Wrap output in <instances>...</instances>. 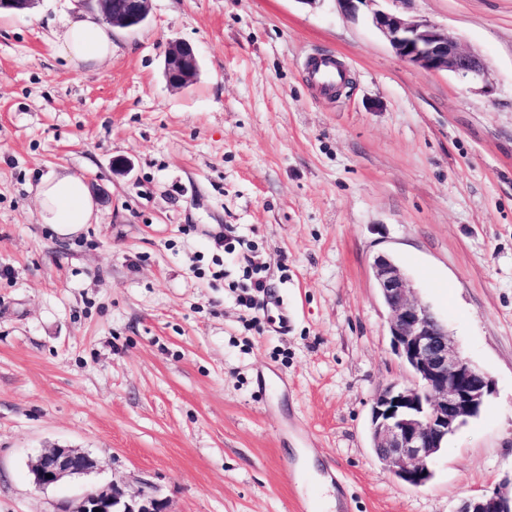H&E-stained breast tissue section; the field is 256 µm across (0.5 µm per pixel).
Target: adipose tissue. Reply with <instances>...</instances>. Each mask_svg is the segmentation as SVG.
Instances as JSON below:
<instances>
[{"mask_svg":"<svg viewBox=\"0 0 512 512\" xmlns=\"http://www.w3.org/2000/svg\"><path fill=\"white\" fill-rule=\"evenodd\" d=\"M60 49L74 65L101 62L112 55V29L95 15L82 12L69 20L59 39ZM38 221L61 237L83 231L97 217L95 202L84 177L50 173L36 187Z\"/></svg>","mask_w":512,"mask_h":512,"instance_id":"obj_1","label":"adipose tissue"}]
</instances>
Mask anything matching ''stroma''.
I'll use <instances>...</instances> for the list:
<instances>
[{"label": "stroma", "mask_w": 512, "mask_h": 512, "mask_svg": "<svg viewBox=\"0 0 512 512\" xmlns=\"http://www.w3.org/2000/svg\"><path fill=\"white\" fill-rule=\"evenodd\" d=\"M81 8L0 12V512L113 484L170 512H316L325 478L338 512H456L512 480V0L400 6L479 51L487 93L402 62L366 5L152 0L75 68L59 37ZM177 39L201 72L174 92ZM319 54L346 72L335 96L308 78ZM49 172L98 204L76 237L38 222ZM219 232L239 246L216 253ZM380 254L493 383L419 489L371 448L376 395L412 381ZM253 263L256 311L236 301ZM53 447L97 466L35 488Z\"/></svg>", "instance_id": "obj_1"}]
</instances>
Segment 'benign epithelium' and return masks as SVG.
<instances>
[{"instance_id":"obj_1","label":"benign epithelium","mask_w":512,"mask_h":512,"mask_svg":"<svg viewBox=\"0 0 512 512\" xmlns=\"http://www.w3.org/2000/svg\"><path fill=\"white\" fill-rule=\"evenodd\" d=\"M84 7L114 27L137 29L150 13L151 0H82ZM373 21L403 62L431 73L451 72L471 82H486L487 66L475 51L437 24L397 11L377 10ZM199 56L189 44L170 41L164 50L163 75L173 90L197 78ZM373 274L390 312L394 349L412 370L411 386L390 385L371 407V441L393 476L413 487L433 477L431 463L448 436L479 413L491 394V380L466 359L448 329L415 298V288L387 255L373 261ZM96 461L76 448H47L31 463L36 488L79 477ZM170 512L154 493L141 490L126 497L116 486L84 491L76 505L57 512ZM456 512H512V495L501 490L472 496Z\"/></svg>"}]
</instances>
